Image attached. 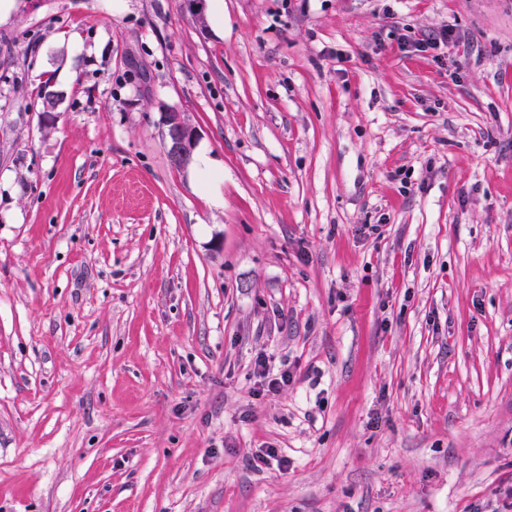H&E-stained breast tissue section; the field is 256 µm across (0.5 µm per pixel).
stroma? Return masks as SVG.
<instances>
[{
  "label": "stroma",
  "instance_id": "35a3bbf8",
  "mask_svg": "<svg viewBox=\"0 0 512 512\" xmlns=\"http://www.w3.org/2000/svg\"><path fill=\"white\" fill-rule=\"evenodd\" d=\"M0 512H512V0H16ZM166 123L168 154L175 166L185 167L191 161L195 139L194 129L179 112H170Z\"/></svg>",
  "mask_w": 512,
  "mask_h": 512
}]
</instances>
